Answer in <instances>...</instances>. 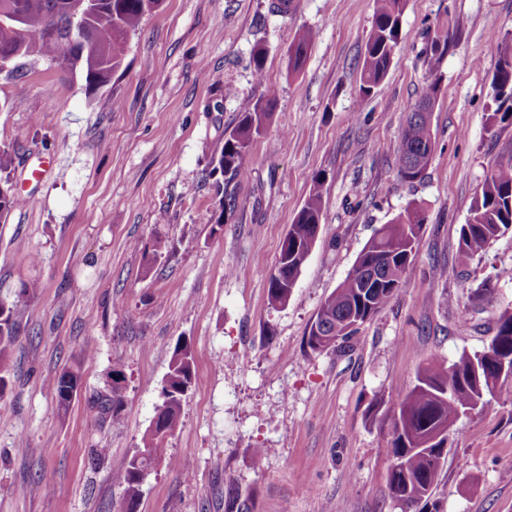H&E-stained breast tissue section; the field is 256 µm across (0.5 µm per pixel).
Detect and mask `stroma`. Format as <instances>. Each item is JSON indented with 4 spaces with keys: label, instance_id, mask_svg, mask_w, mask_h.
<instances>
[{
    "label": "stroma",
    "instance_id": "stroma-1",
    "mask_svg": "<svg viewBox=\"0 0 512 512\" xmlns=\"http://www.w3.org/2000/svg\"><path fill=\"white\" fill-rule=\"evenodd\" d=\"M164 0L98 90L52 58L0 75V147L25 202L0 218V298L21 325L0 396V512H120L115 476L141 446L178 342L195 378L183 427L141 484L136 512H224V488L254 512H401L388 495L389 403L428 361L483 350L512 306V230L468 260L459 230L491 167L512 157V123L493 120L491 39L512 40V0H406L402 47L367 99L359 56L375 0ZM316 41L290 75L299 29ZM448 39L421 180L398 175L395 148L428 84L429 38ZM263 46L262 78L250 66ZM274 94L265 134L220 212L207 169L256 99ZM53 163L28 180L38 158ZM322 225L285 307L268 277L311 189ZM427 221L405 286L346 346L311 352L321 300L351 272L375 230L405 208ZM223 220L224 231L211 235ZM169 244L154 257L155 238ZM448 276L435 278V267ZM493 290L478 311L469 296ZM34 295L19 298L25 283ZM81 375L59 408L51 379ZM125 375L124 407L100 422L88 398ZM387 406L365 418L374 396ZM266 449L262 470L255 449ZM439 512H512V379L448 430Z\"/></svg>",
    "mask_w": 512,
    "mask_h": 512
}]
</instances>
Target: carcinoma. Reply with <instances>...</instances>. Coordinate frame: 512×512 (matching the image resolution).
Returning a JSON list of instances; mask_svg holds the SVG:
<instances>
[{
	"mask_svg": "<svg viewBox=\"0 0 512 512\" xmlns=\"http://www.w3.org/2000/svg\"><path fill=\"white\" fill-rule=\"evenodd\" d=\"M21 15L22 25L0 23V56L15 61L35 60L52 51L60 65L80 71L87 87L107 83L120 67L125 43L145 16L155 12L162 0H0ZM405 0H376L373 30L361 58L359 95L366 98L385 78L393 54L401 43V21ZM315 41L311 29L298 30L288 47V72L302 68ZM498 56L492 74L496 105L494 115L512 120V54L503 44L494 43ZM448 52V40L433 39L426 45L430 66ZM439 87L433 81L410 112L397 146L398 175L406 182L423 177L433 152L431 116ZM274 95L259 98L242 114L235 128L224 134L208 176L215 179L222 209L234 208L224 188V175L244 174V156L252 141L268 126ZM321 178L313 177V190L289 225L280 255L268 279V299L272 306L288 303L292 286L317 241L321 217ZM20 205L9 189V180L0 182V216ZM424 212L410 206L390 223L381 225L360 252L344 281L321 302L315 321L308 329L306 345L322 353L348 342L359 326L387 306L401 291L404 274L413 264L421 241ZM512 226V158L499 162L487 176L471 208L470 217L460 228L458 251L462 259L496 240ZM20 326L16 305L0 300V395L7 386V360L18 339ZM512 363V307L504 308L496 321V333L479 352L462 353L447 367L430 363L417 375L413 389L394 407L389 424L388 448L394 459L388 488L391 499L402 512L421 505L428 507L433 490L440 482L448 427L461 415L484 407L486 397L499 384L512 378L502 370ZM195 374L194 357L186 342L175 346L161 390L156 426L141 438V450L128 462L115 480L126 486L128 504L139 496L145 472L160 456L164 442L183 424V401ZM123 372L112 371V388L106 395L90 398L100 414L118 417L123 406ZM81 388L80 376L65 369L53 380L60 407L68 406ZM252 496L237 489L227 491L224 512H253Z\"/></svg>",
	"mask_w": 512,
	"mask_h": 512,
	"instance_id": "carcinoma-1",
	"label": "carcinoma"
}]
</instances>
